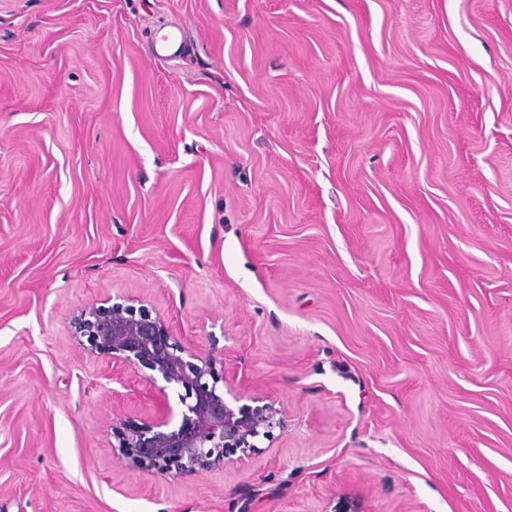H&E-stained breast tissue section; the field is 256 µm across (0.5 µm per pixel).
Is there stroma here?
Here are the masks:
<instances>
[{
  "instance_id": "1",
  "label": "stroma",
  "mask_w": 512,
  "mask_h": 512,
  "mask_svg": "<svg viewBox=\"0 0 512 512\" xmlns=\"http://www.w3.org/2000/svg\"><path fill=\"white\" fill-rule=\"evenodd\" d=\"M180 28L183 53L153 39ZM285 425L116 464L100 299ZM512 512V0H0V512Z\"/></svg>"
}]
</instances>
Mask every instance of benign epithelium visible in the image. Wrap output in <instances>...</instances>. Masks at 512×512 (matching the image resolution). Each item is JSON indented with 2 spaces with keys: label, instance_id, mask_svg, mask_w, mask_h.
<instances>
[{
  "label": "benign epithelium",
  "instance_id": "benign-epithelium-1",
  "mask_svg": "<svg viewBox=\"0 0 512 512\" xmlns=\"http://www.w3.org/2000/svg\"><path fill=\"white\" fill-rule=\"evenodd\" d=\"M75 332L90 350L113 362L154 373L179 390V418L164 405L150 418L120 422L116 463L144 467L162 479L189 478L224 468L236 451L255 450L254 440L284 425L283 411L271 401L232 406L219 383L226 382L224 351H191L173 336L164 318L145 307L93 302L74 318Z\"/></svg>",
  "mask_w": 512,
  "mask_h": 512
}]
</instances>
